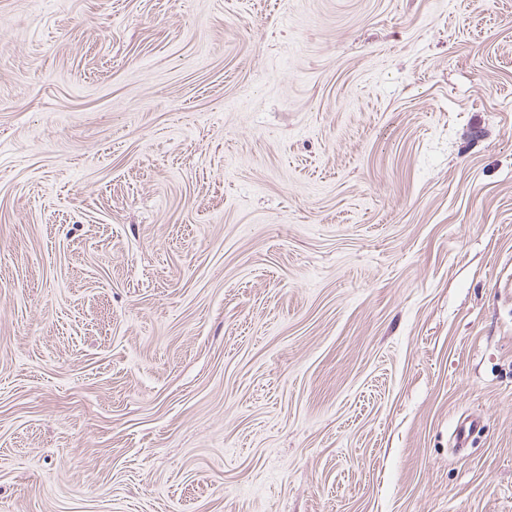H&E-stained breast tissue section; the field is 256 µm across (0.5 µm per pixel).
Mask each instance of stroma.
I'll use <instances>...</instances> for the list:
<instances>
[{"instance_id":"obj_1","label":"stroma","mask_w":512,"mask_h":512,"mask_svg":"<svg viewBox=\"0 0 512 512\" xmlns=\"http://www.w3.org/2000/svg\"><path fill=\"white\" fill-rule=\"evenodd\" d=\"M510 278L512 0H0V512H512ZM484 430L483 422L476 417H464L460 420L455 430V446L457 448L468 447L472 437Z\"/></svg>"}]
</instances>
